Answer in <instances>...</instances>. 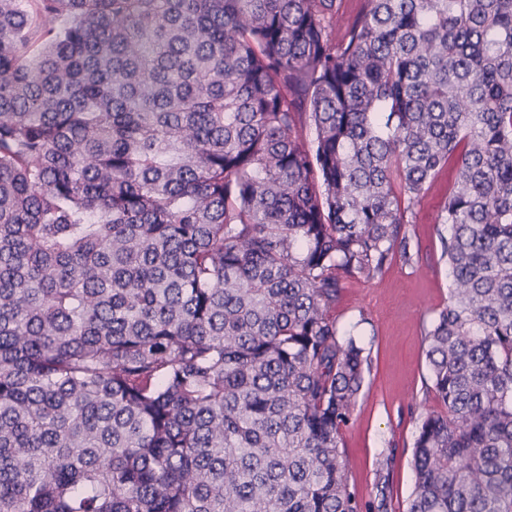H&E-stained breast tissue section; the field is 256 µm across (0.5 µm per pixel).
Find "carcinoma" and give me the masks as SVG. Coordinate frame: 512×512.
<instances>
[{"label":"carcinoma","instance_id":"cac0c4a2","mask_svg":"<svg viewBox=\"0 0 512 512\" xmlns=\"http://www.w3.org/2000/svg\"><path fill=\"white\" fill-rule=\"evenodd\" d=\"M343 2L0 0V512H392L334 311L450 164L405 512H512V0Z\"/></svg>","mask_w":512,"mask_h":512}]
</instances>
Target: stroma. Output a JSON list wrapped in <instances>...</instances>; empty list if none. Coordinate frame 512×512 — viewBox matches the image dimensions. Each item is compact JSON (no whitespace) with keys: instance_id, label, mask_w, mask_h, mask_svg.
Here are the masks:
<instances>
[{"instance_id":"1","label":"stroma","mask_w":512,"mask_h":512,"mask_svg":"<svg viewBox=\"0 0 512 512\" xmlns=\"http://www.w3.org/2000/svg\"><path fill=\"white\" fill-rule=\"evenodd\" d=\"M454 179V168L443 169L407 224L412 262L397 257L377 277L345 281L335 311L340 327L355 330L369 355L362 391L343 429L349 489L369 501L378 462L393 455L394 512H404L414 492L412 444L420 420L440 408L429 392L426 333L448 301V263L436 219Z\"/></svg>"}]
</instances>
